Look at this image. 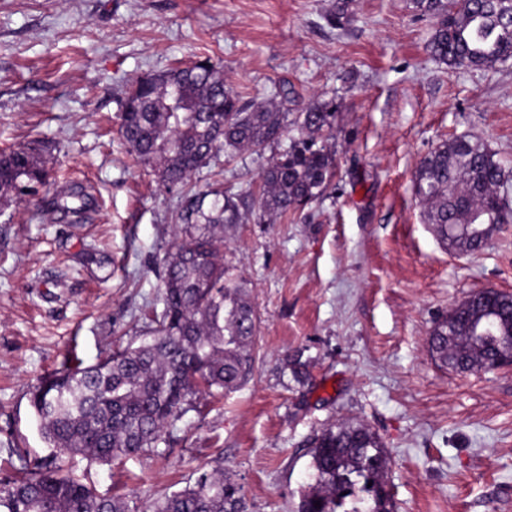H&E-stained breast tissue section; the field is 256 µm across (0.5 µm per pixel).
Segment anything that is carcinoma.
Wrapping results in <instances>:
<instances>
[{
    "label": "carcinoma",
    "mask_w": 512,
    "mask_h": 512,
    "mask_svg": "<svg viewBox=\"0 0 512 512\" xmlns=\"http://www.w3.org/2000/svg\"><path fill=\"white\" fill-rule=\"evenodd\" d=\"M352 0H334L327 22L338 29L354 18ZM418 14L435 19L429 52L453 69H495L512 61V0H411ZM120 131L135 161L150 168L165 190L181 194L175 249L165 254L161 319L138 344L85 366L76 349L60 368L40 378L30 405L50 453L31 455L22 475L0 479V512H130L121 498L98 494L71 471L81 457L110 463L161 454L164 432L181 420L199 395L222 396L240 388L253 368L256 316L242 280L224 265L220 232L253 220L270 223L304 209L336 172L329 144L336 100H315L299 112L268 100L244 99L224 81L221 62L209 57L182 68L138 78L120 105ZM294 128L287 149L261 173L258 194L217 187L196 191L192 175L224 152L259 154ZM48 171L30 148L0 152V203L22 201V190L45 185ZM413 192L425 223L438 239L448 227L470 224L474 236L454 242L462 252L483 249L490 236L512 224V175L479 139L461 136L434 147L419 163ZM88 195L59 191L57 212L81 213ZM497 326H512V295L492 293ZM469 307L453 312L461 326ZM448 318L436 321L429 347L443 366H481L496 341L472 347L448 337ZM310 482L298 512H393L383 480L390 458L369 428L339 423L311 442ZM320 506H315V502ZM150 512H247L242 486L218 468L152 503Z\"/></svg>",
    "instance_id": "1"
}]
</instances>
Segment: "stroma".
Returning <instances> with one entry per match:
<instances>
[{
  "mask_svg": "<svg viewBox=\"0 0 512 512\" xmlns=\"http://www.w3.org/2000/svg\"><path fill=\"white\" fill-rule=\"evenodd\" d=\"M0 0V150L37 147L54 185L0 209V478L25 443L48 455L32 385L69 349L94 365L137 341L164 306L159 264L180 198L138 166L119 134L135 79L196 57L222 61L244 98L293 92L290 111L335 99L336 174L302 213L224 231L226 264L257 317L249 381L200 396L150 453L73 471L132 512L223 465L248 512H297L311 440L341 422L390 454L396 512H512V368L460 375L428 347L467 295L512 294V224L480 252L444 246L412 191L437 144L482 140L512 168V65L451 69L427 51L434 21L410 0ZM273 149L220 155L195 188L258 189ZM93 196L85 221L42 220L59 188ZM307 361L304 377L285 358ZM351 3L352 0H335L326 13L327 22L336 29L349 25L354 21Z\"/></svg>",
  "mask_w": 512,
  "mask_h": 512,
  "instance_id": "35a3bbf8",
  "label": "stroma"
}]
</instances>
